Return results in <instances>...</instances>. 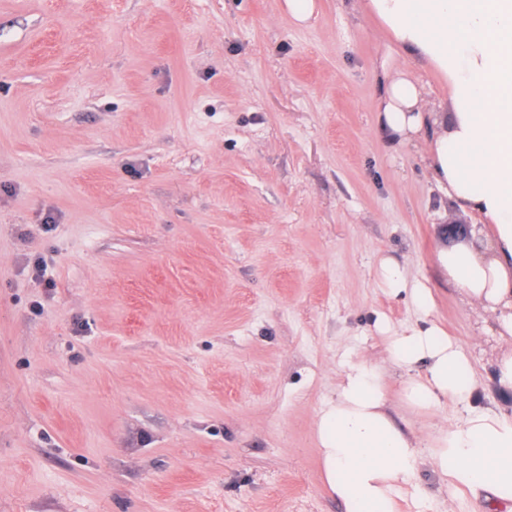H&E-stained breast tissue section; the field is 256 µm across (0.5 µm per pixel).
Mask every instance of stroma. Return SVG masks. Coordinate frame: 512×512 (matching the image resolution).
<instances>
[{
  "mask_svg": "<svg viewBox=\"0 0 512 512\" xmlns=\"http://www.w3.org/2000/svg\"><path fill=\"white\" fill-rule=\"evenodd\" d=\"M359 0H0V512H344L316 414L353 354L402 404L377 277L431 289L476 405L512 340L435 264L425 144L377 131L388 33ZM435 512H491L429 468ZM288 16L297 24L308 22L317 10V0H284Z\"/></svg>",
  "mask_w": 512,
  "mask_h": 512,
  "instance_id": "obj_1",
  "label": "stroma"
}]
</instances>
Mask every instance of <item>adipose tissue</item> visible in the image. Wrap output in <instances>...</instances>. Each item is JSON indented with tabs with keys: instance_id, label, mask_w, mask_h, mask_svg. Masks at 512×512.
<instances>
[{
	"instance_id": "adipose-tissue-1",
	"label": "adipose tissue",
	"mask_w": 512,
	"mask_h": 512,
	"mask_svg": "<svg viewBox=\"0 0 512 512\" xmlns=\"http://www.w3.org/2000/svg\"><path fill=\"white\" fill-rule=\"evenodd\" d=\"M362 9L400 56L383 70L379 131L396 144L426 141L439 191L479 222L462 238L440 240L436 264L468 302L494 316L500 336L512 338V0H364ZM420 69L447 85L441 111H428ZM379 275L429 316V288L388 257ZM387 360L406 374L407 407L434 414L453 402L464 413L421 441L388 412L382 369L345 361L314 433L325 484L345 512H401L425 465L454 492L485 489L512 500V413L473 405L479 382L468 352L429 318L391 336Z\"/></svg>"
}]
</instances>
